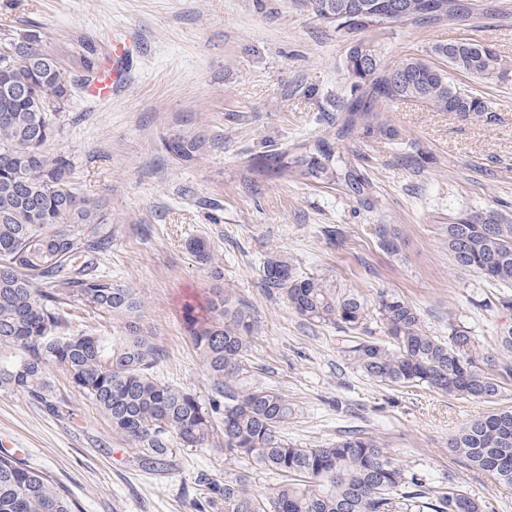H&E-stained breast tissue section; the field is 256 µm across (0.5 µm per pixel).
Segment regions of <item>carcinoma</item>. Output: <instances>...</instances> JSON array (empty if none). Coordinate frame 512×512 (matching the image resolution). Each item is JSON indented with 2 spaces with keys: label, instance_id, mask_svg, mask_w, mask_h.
Instances as JSON below:
<instances>
[{
  "label": "carcinoma",
  "instance_id": "carcinoma-1",
  "mask_svg": "<svg viewBox=\"0 0 512 512\" xmlns=\"http://www.w3.org/2000/svg\"><path fill=\"white\" fill-rule=\"evenodd\" d=\"M396 1L403 5L402 25L417 28L438 24L429 16V4L439 1L448 5V22L512 17L494 0H298V5L340 33L346 26L336 15L343 4L373 14L377 29L392 23L387 13ZM22 37L36 47L13 49ZM99 69L98 50L89 39L81 40L76 74L68 80L38 30L19 34L8 23L0 24V389L22 392L60 417L69 407L56 396L47 371L50 364L60 367L71 386L108 419L112 432L132 442L142 467L172 476L179 473L178 453L204 448L222 434L225 456L281 477L270 497L250 493L244 475L214 485L224 512H485L486 505L453 477L441 486L430 485L363 430L315 448L288 440L283 430L294 409L277 389L249 374L246 352L254 318L222 289L208 299L206 312L189 307L183 319L212 390L224 397L223 428L215 429L197 394L157 377L163 351L134 330L139 299L133 289L98 270V259L112 251V227L80 205L70 156L45 151L59 135L58 119L74 90L90 84ZM346 71L353 91L343 103L338 132L392 137L395 131L380 113L381 102L410 101L495 122L485 98L463 88L455 76L503 83L512 76V63L498 52L485 53L480 43L463 40L454 49L436 43L427 57H406L393 66L368 64L350 51ZM206 145L199 133H174L164 140L166 151L186 163ZM243 164L274 178L299 172L378 204L355 159L325 139L249 153ZM445 236L456 267L512 287L511 214L495 209L461 213L445 225ZM186 249L198 263L211 262L206 240L193 238ZM261 277L268 290L285 294L297 315L344 329L348 361L377 382L492 402L512 381V327L498 337V356H482L463 323L452 317L448 338L432 336L411 303L382 292L375 314L386 339L379 340L364 335L370 311L358 293L333 288L320 276L296 275L279 252L265 256ZM79 310L120 315L127 330L122 336L73 332ZM449 448L468 467L512 487V407L466 423ZM0 512L82 510L45 472L0 452Z\"/></svg>",
  "mask_w": 512,
  "mask_h": 512
}]
</instances>
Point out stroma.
I'll list each match as a JSON object with an SVG mask.
<instances>
[{"instance_id":"1","label":"stroma","mask_w":512,"mask_h":512,"mask_svg":"<svg viewBox=\"0 0 512 512\" xmlns=\"http://www.w3.org/2000/svg\"><path fill=\"white\" fill-rule=\"evenodd\" d=\"M4 18L18 28L38 25L68 72L79 39L95 41L106 62L113 32L133 37L129 83L111 97L77 96L48 150L73 157L82 196L109 219L112 251L101 269L137 293L138 327L165 354L160 379L209 403L210 382L181 314L184 304L224 289L254 317L251 373L297 410L285 430L290 440L311 448L363 429L427 482L455 477L487 512H512V488L460 463L448 447L462 424L512 407V385L490 403L369 380L345 358L343 329L303 320L282 293L267 292L260 275L264 256L277 250L297 274L354 290L368 306L380 292L399 295L432 335L447 337L448 315L456 313L481 352L498 354L512 310L488 306L496 286L453 266L443 226L460 212L512 214V81L465 83L483 93L495 123L389 101L382 108L395 136L337 141L374 185L379 204L370 208L300 175L270 179L242 166L247 153L266 146L337 140L336 117L352 87L344 67L350 39L294 0H0ZM365 39L389 66L460 39L493 44L512 61V24L492 20L394 26ZM179 130L208 139L193 162L164 147ZM380 225L396 252L381 247ZM192 238L208 242L210 265L187 251ZM50 375L70 414L51 416L0 389V440L46 471L83 512H196L199 504L224 512L211 483L243 474L251 492L267 497L279 483L270 471L225 458L216 443L185 453L178 477L145 469L60 369Z\"/></svg>"}]
</instances>
